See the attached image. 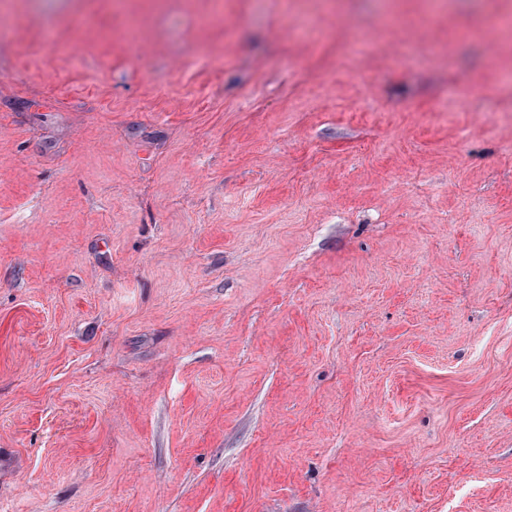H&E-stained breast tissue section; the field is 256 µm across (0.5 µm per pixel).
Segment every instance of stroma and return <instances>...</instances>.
Listing matches in <instances>:
<instances>
[{
  "instance_id": "35a3bbf8",
  "label": "stroma",
  "mask_w": 512,
  "mask_h": 512,
  "mask_svg": "<svg viewBox=\"0 0 512 512\" xmlns=\"http://www.w3.org/2000/svg\"><path fill=\"white\" fill-rule=\"evenodd\" d=\"M506 18L0 0V512H512Z\"/></svg>"
}]
</instances>
